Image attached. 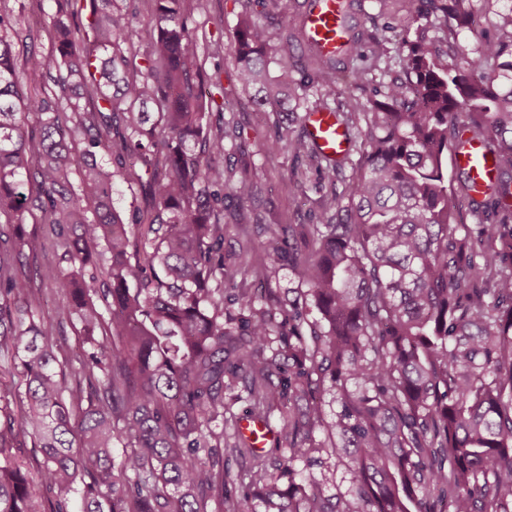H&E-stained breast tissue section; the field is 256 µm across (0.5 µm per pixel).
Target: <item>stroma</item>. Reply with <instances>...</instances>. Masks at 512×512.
Returning a JSON list of instances; mask_svg holds the SVG:
<instances>
[{
  "mask_svg": "<svg viewBox=\"0 0 512 512\" xmlns=\"http://www.w3.org/2000/svg\"><path fill=\"white\" fill-rule=\"evenodd\" d=\"M360 3L368 26H393L394 32L390 39L394 42L398 41L400 32L414 11L413 0H360ZM1 4L17 10L20 19V33L12 38L15 54L22 56L33 48L45 56H52L50 31L57 9L55 0H0ZM475 8V25L462 29L459 35L460 42L472 49L481 41L496 37L497 32L492 24L493 14L512 8V0H477ZM241 10L238 0H208L205 9L194 12L207 40L219 39L225 45L223 53L219 57L208 58L205 67L210 70L214 66H221L226 98L234 104L233 110L225 112L224 117L237 121L244 130L241 148L227 150L224 163L239 168L255 166L260 189L256 205L264 220L263 225L243 223L224 227V260L228 263L233 262L239 242L246 238L251 239L256 255L265 257L264 242L269 232L280 224L313 223V214L318 210L315 199H307L288 191V185L292 182L312 186L315 182L314 171L298 164L291 153L266 151L271 121L267 114L257 110L236 81L237 57L232 45L237 16ZM26 231L37 241L35 251L27 258L30 267L61 262L63 249L52 225L42 221L40 211H33L28 216ZM65 303L62 294L51 286H44L38 315L44 322L58 323L64 350L68 357L73 358L81 351L83 339L79 326L59 322L58 312Z\"/></svg>",
  "mask_w": 512,
  "mask_h": 512,
  "instance_id": "1",
  "label": "stroma"
}]
</instances>
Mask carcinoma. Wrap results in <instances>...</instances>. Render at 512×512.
I'll list each match as a JSON object with an SVG mask.
<instances>
[{
  "instance_id": "carcinoma-1",
  "label": "carcinoma",
  "mask_w": 512,
  "mask_h": 512,
  "mask_svg": "<svg viewBox=\"0 0 512 512\" xmlns=\"http://www.w3.org/2000/svg\"><path fill=\"white\" fill-rule=\"evenodd\" d=\"M191 1L206 2L151 0L140 62L123 48L134 13L118 0H57L53 61L17 60L15 16L0 10V360L17 368L0 389V512H242L253 501L263 512H512V8L495 13L497 37L471 50L458 35L473 0H416L399 71L385 81L375 71L389 39L364 26L357 0H340L334 56L284 27L309 0H240L238 78L264 92L259 107L282 112L284 86L322 88L346 73L336 118L364 149L343 204L346 160L273 122L270 148L330 190L316 223L280 224L267 240L296 297L241 288L228 308L227 277L267 282L273 269L248 243L224 263V201H253L257 184L248 168L224 166L241 126L212 125L200 105L205 87H224L200 58ZM448 17L456 27H434ZM22 73L49 86L27 95ZM29 112L38 136L25 131ZM462 114L497 167L481 200L468 172L450 178L443 165ZM24 172L40 187L34 199ZM116 180L157 185L138 242L114 207ZM459 199L478 223L459 222ZM34 209L71 268L33 277L17 262ZM101 241L108 287L90 253ZM36 278L64 294L59 316L87 338L76 364L36 317ZM239 388L275 429L272 447L254 448L224 406ZM218 419L233 433L216 432ZM226 454L248 468L231 476ZM228 481L235 499L224 497Z\"/></svg>"
}]
</instances>
